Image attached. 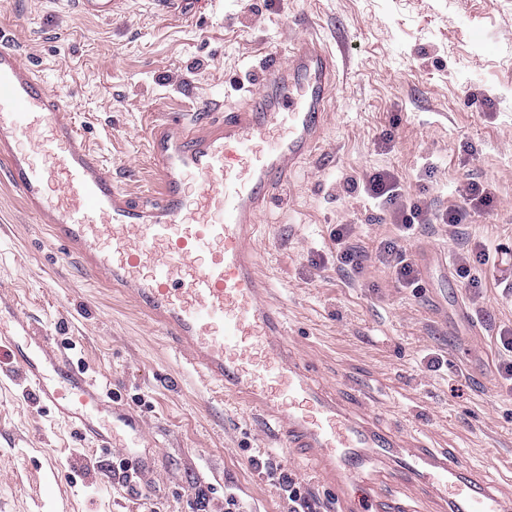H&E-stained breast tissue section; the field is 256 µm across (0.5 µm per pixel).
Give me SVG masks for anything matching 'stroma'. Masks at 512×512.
Wrapping results in <instances>:
<instances>
[{"label":"stroma","instance_id":"stroma-1","mask_svg":"<svg viewBox=\"0 0 512 512\" xmlns=\"http://www.w3.org/2000/svg\"><path fill=\"white\" fill-rule=\"evenodd\" d=\"M313 36L334 55L336 89L314 155L260 218L258 263L282 310L287 340L315 381L355 397L370 421L406 443L451 448L512 512V390L499 376L501 330H512V0H122L111 17L76 0H0V46L41 69L116 185L157 191L147 152L154 121L242 106L266 54ZM394 172L433 213L471 184L494 201L462 224H422L398 237L360 186ZM351 225L367 255L337 266L330 232ZM409 256L441 252L433 287L404 288L378 260L382 240ZM497 249L457 272L474 243ZM0 288L18 315L83 366L149 434L146 466L125 481L120 451L80 440L13 377L0 347V512H195L206 489L224 512H287L264 457L292 470L318 512H336L312 473L221 387L190 373L128 299L85 274L28 213L0 172ZM465 306L471 322L455 320Z\"/></svg>","mask_w":512,"mask_h":512}]
</instances>
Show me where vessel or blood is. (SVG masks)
Returning <instances> with one entry per match:
<instances>
[{
	"label": "vessel or blood",
	"mask_w": 512,
	"mask_h": 512,
	"mask_svg": "<svg viewBox=\"0 0 512 512\" xmlns=\"http://www.w3.org/2000/svg\"><path fill=\"white\" fill-rule=\"evenodd\" d=\"M335 88L332 57L310 38L262 62L245 105L153 125L156 199L137 202L112 180L61 96L19 53L0 47V165L38 223L81 267L135 298L192 368L248 404L285 447L297 449L336 512H405L378 497L368 457L430 488L449 512H504L475 471L449 455L407 447L370 426L286 343L280 311L257 273L260 214L314 151ZM17 371L36 398L95 447H139L135 410L110 403L82 367L45 350L27 324Z\"/></svg>",
	"instance_id": "b4317fda"
}]
</instances>
